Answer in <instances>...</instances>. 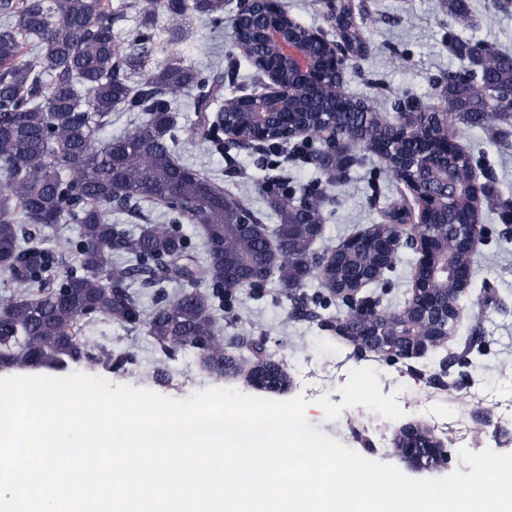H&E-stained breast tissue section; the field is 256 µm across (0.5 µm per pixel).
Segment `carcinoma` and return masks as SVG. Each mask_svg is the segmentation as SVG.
Listing matches in <instances>:
<instances>
[{"instance_id": "carcinoma-1", "label": "carcinoma", "mask_w": 512, "mask_h": 512, "mask_svg": "<svg viewBox=\"0 0 512 512\" xmlns=\"http://www.w3.org/2000/svg\"><path fill=\"white\" fill-rule=\"evenodd\" d=\"M448 14L472 25L467 0H445ZM143 27L154 17L168 18L169 42L181 43L190 18L224 19L225 0H141ZM0 14L11 19L0 29V273L15 288L0 298V371L62 370L71 363L102 359L121 368L125 359L84 340L88 320L140 328L165 351H197L204 366L222 375L233 360L224 354V293L240 279L266 284L277 279L288 289L312 284L336 287V277L354 265L370 268L378 255L327 248L312 250L324 235L328 189L354 163L351 147L379 157L386 170L403 179L405 160L393 133V120L368 101L344 93L332 71L326 45L313 41L308 28L299 35L324 63L325 109H307V94L280 69L288 83V127L263 131L267 145L291 147L327 175L319 191L291 186L271 195L279 223L255 235L242 225L261 217L243 201L224 193L210 178L188 167L174 150V122L168 95L202 89L196 100L198 122L192 135H212L211 96L220 95L224 77L202 79L180 59L155 62L158 44L143 32L120 40V18L111 0H0ZM269 19L266 11L244 18L233 37L240 56L260 71L275 65L271 49L254 32ZM336 43L351 57L371 51L363 23L347 0L334 6ZM36 42L27 59L17 33ZM468 61L440 82L439 108L448 113V135L457 123L490 126L512 119V56L488 44L461 45ZM137 73L135 89L128 75ZM128 105L148 115L136 130L107 142L99 138L112 109ZM229 129H248L250 99H224L219 108ZM336 119L338 142L328 146L322 126ZM421 144L429 154H448L454 188L448 207H428L425 224H467L476 208L494 205L488 185L475 190L470 154L445 140L432 118L425 119ZM142 202L177 214L175 224H145L132 234L112 223V213H138ZM203 231V256L189 249L178 223ZM78 225L76 244L47 245L43 230ZM154 289L155 304L144 308L136 288ZM176 292L170 294L168 289Z\"/></svg>"}]
</instances>
